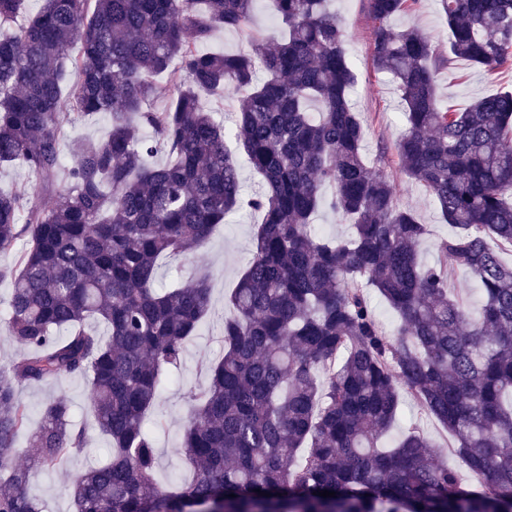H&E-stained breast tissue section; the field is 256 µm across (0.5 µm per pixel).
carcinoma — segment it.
I'll return each mask as SVG.
<instances>
[{
  "instance_id": "cac0c4a2",
  "label": "carcinoma",
  "mask_w": 512,
  "mask_h": 512,
  "mask_svg": "<svg viewBox=\"0 0 512 512\" xmlns=\"http://www.w3.org/2000/svg\"><path fill=\"white\" fill-rule=\"evenodd\" d=\"M256 2L42 0L18 25L26 0H0V165L31 177L0 192V254L28 240L15 265H0L12 283L8 339L21 349L0 365V512H46L29 493L33 467L16 462L29 420L19 389L64 375L88 381L112 446L76 478L75 512H205L220 501L223 512H512V263L488 246L512 248V93L457 112L435 83L458 60L512 64V0H441L446 47L391 28L422 0H367L372 67L401 92L398 171L453 229L431 264L419 258L427 225L364 159L332 0H270L275 34L251 37L248 53L204 48L219 31L248 33ZM159 76L176 88L162 109ZM229 87L235 154L201 100ZM99 116L106 135L76 147L56 191L63 126ZM158 153L165 161L149 164ZM241 158L261 178L248 199ZM54 191L53 205L36 203ZM326 206L347 236L315 231ZM245 207L262 219L229 297L224 356L189 394L182 448L194 476L163 485L146 415L209 314L211 288L205 274L157 287L158 259H187ZM457 269L482 290L474 314L448 293ZM372 291L396 313L394 332ZM406 398L448 431L480 488L438 462L414 426L382 445ZM85 444L67 402L46 403L30 440L36 465L58 468Z\"/></svg>"
}]
</instances>
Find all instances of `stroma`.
Returning a JSON list of instances; mask_svg holds the SVG:
<instances>
[{"instance_id":"stroma-1","label":"stroma","mask_w":512,"mask_h":512,"mask_svg":"<svg viewBox=\"0 0 512 512\" xmlns=\"http://www.w3.org/2000/svg\"><path fill=\"white\" fill-rule=\"evenodd\" d=\"M366 0H336L335 9L346 31L350 66L356 80L351 102L365 120L366 140L364 155L370 166H381L394 175L396 201L399 206L412 209L421 223L427 224L429 233L420 248L423 262L435 259L434 245L447 237L452 229L440 218L438 206L426 189L397 173L394 143L402 130L403 116L400 91L396 81L387 74L373 70L370 63L372 22L366 9ZM420 26L432 40H447L448 26L440 0H422L411 14L392 19L394 29L408 25ZM438 95L450 109L469 105L472 99L512 89V67L494 73L459 62L441 69L436 74ZM258 215L243 212L232 222L220 227L190 259L174 262L160 261V282L168 284L176 279L191 277L197 269L211 273L212 313L206 317L200 330L188 345L176 375L167 380L159 400L147 419L156 437L160 466L156 478L167 482L184 473L185 457L180 447L182 426L188 416L190 391L199 390L207 383L200 368L202 360H215L224 353L221 338V316L227 313L226 296L235 287L239 273L253 249L254 226ZM20 397L30 408V426H37L45 403L52 399L66 400L75 416L76 424L86 426L88 443L77 455L60 468L36 470L29 491L43 500L48 512H71L69 486L73 479L88 466L106 462L112 453L107 438L90 425L88 415V383L80 377L62 376L36 386L21 388Z\"/></svg>"}]
</instances>
